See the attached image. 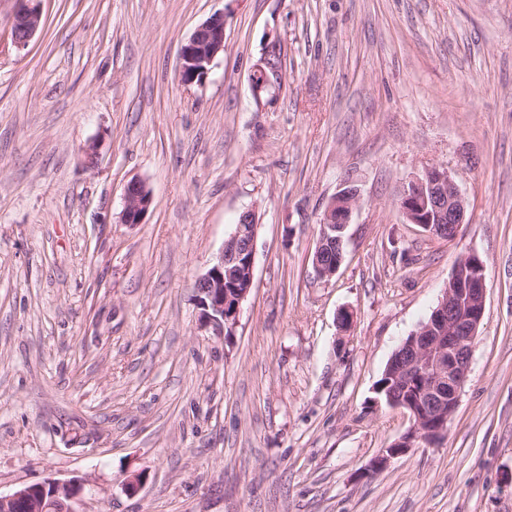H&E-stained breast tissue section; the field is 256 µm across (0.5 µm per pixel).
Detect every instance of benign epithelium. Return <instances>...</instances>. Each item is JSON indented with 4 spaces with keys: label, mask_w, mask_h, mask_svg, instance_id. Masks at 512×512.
Listing matches in <instances>:
<instances>
[{
    "label": "benign epithelium",
    "mask_w": 512,
    "mask_h": 512,
    "mask_svg": "<svg viewBox=\"0 0 512 512\" xmlns=\"http://www.w3.org/2000/svg\"><path fill=\"white\" fill-rule=\"evenodd\" d=\"M22 6L12 18L11 43L25 49L41 24L40 0H21ZM224 52V15L215 14L197 26L179 50L178 73L182 83L191 85L205 80L217 55ZM282 79V70L264 57L256 66L252 87L266 90ZM357 190L338 193L326 206L319 220V239L313 254L318 277L336 274L342 259L329 260L327 250L336 245L335 233H343L357 206ZM153 197L138 179L124 188V224L143 223ZM402 212L410 224L443 239L456 237L466 218V201L448 172L431 166L412 181L401 200ZM258 228L256 213L243 212L233 232L213 265L195 283L202 322L216 335H230L237 323L242 302L254 282L255 241ZM246 277L247 287L230 290L225 282ZM485 275L480 257L474 253L461 257L448 285L430 317L399 348V363L392 372L398 384L413 385L411 401L400 398L390 405L410 411L413 424L409 431L390 447L376 455L371 470L381 471L390 460L405 453L416 441L439 443L447 434L450 422L467 381L472 348L485 313ZM81 484L75 481L48 480L24 486L9 495L0 494V512H75L72 502L80 495Z\"/></svg>",
    "instance_id": "benign-epithelium-1"
}]
</instances>
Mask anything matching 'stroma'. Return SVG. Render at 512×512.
<instances>
[{"label":"stroma","instance_id":"obj_1","mask_svg":"<svg viewBox=\"0 0 512 512\" xmlns=\"http://www.w3.org/2000/svg\"><path fill=\"white\" fill-rule=\"evenodd\" d=\"M17 8L0 0V493L78 479V512H512V0H42L22 50ZM216 13L224 51L183 85L179 48ZM273 46L282 81L254 94ZM429 165L467 203L451 240L400 209ZM133 179L153 205L125 224ZM348 187L346 257L321 279L319 219ZM249 209L254 285L217 336L194 283ZM468 253L486 307L447 435L369 472L412 425L375 384Z\"/></svg>","mask_w":512,"mask_h":512}]
</instances>
